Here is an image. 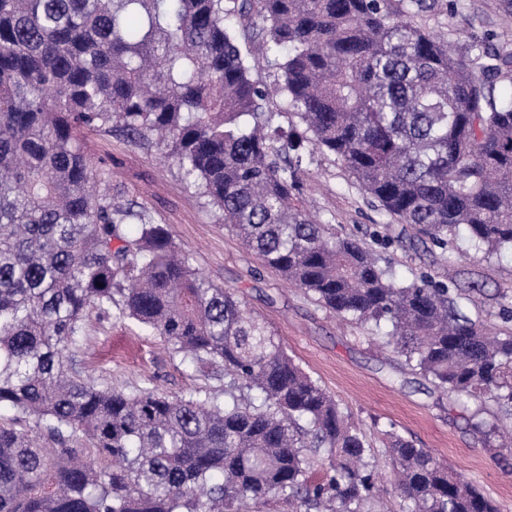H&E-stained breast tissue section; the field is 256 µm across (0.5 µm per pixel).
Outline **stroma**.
<instances>
[{
    "mask_svg": "<svg viewBox=\"0 0 512 512\" xmlns=\"http://www.w3.org/2000/svg\"><path fill=\"white\" fill-rule=\"evenodd\" d=\"M424 24L442 35L467 25L477 34L492 29L512 38V17L499 13L497 0H461L458 11L442 10ZM83 147L108 177L117 204L137 203L155 223L166 225L192 269L238 290L248 311L282 338L289 356L335 396L365 431L383 478H390L391 463L380 433L392 427L477 485L502 512H512V473L498 465L467 425L476 401L441 397L428 380L369 342L363 329L322 309L265 267L224 228L214 209L187 186L157 146L139 147L119 130L102 128L85 131ZM306 167L304 193L316 219L372 244L402 277L425 272L452 287L480 283L481 292L465 304L468 314L482 319L491 333L512 331V321L499 316L502 308L512 307V251L489 257L462 237L441 253L420 241L410 226L384 224L332 156L313 153ZM70 363L101 388L129 392L148 387L180 396L199 386L222 387L221 381L186 367L159 337L116 317L90 319L87 344Z\"/></svg>",
    "mask_w": 512,
    "mask_h": 512,
    "instance_id": "35a3bbf8",
    "label": "stroma"
}]
</instances>
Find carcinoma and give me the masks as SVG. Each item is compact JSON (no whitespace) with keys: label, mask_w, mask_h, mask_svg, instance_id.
<instances>
[{"label":"carcinoma","mask_w":512,"mask_h":512,"mask_svg":"<svg viewBox=\"0 0 512 512\" xmlns=\"http://www.w3.org/2000/svg\"><path fill=\"white\" fill-rule=\"evenodd\" d=\"M439 0H0V512H381L373 449L237 291L117 205L81 131L156 144L242 244L411 371L493 402L474 434L512 465V332L466 291L395 277L303 205L313 145L442 253L512 250V42L418 19ZM277 73L255 79L242 44ZM304 131H299V127ZM137 221L134 237L128 221ZM117 314L224 390L99 388L69 355ZM401 512H501L390 428Z\"/></svg>","instance_id":"cac0c4a2"}]
</instances>
